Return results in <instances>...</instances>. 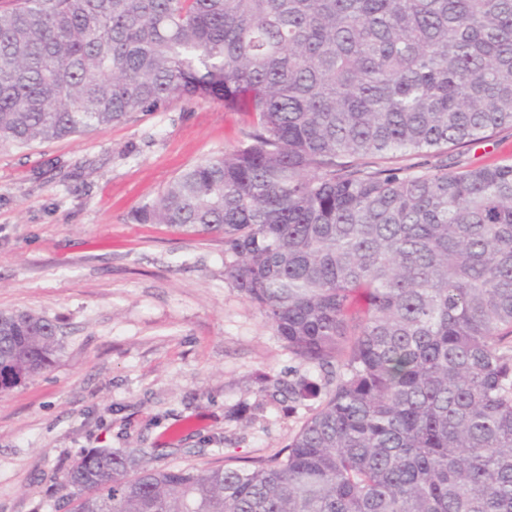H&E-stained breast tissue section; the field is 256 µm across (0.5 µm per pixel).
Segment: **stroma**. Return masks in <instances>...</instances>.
<instances>
[{"instance_id": "35a3bbf8", "label": "stroma", "mask_w": 512, "mask_h": 512, "mask_svg": "<svg viewBox=\"0 0 512 512\" xmlns=\"http://www.w3.org/2000/svg\"><path fill=\"white\" fill-rule=\"evenodd\" d=\"M243 129L222 102L174 98L104 130L0 144V310L47 317L61 344L0 395V512H67L62 475L96 448H139L155 467L273 456L334 389L226 279L222 236L132 220ZM510 162V127L448 155L452 171ZM304 379L316 397H283Z\"/></svg>"}]
</instances>
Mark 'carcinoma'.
<instances>
[{
	"mask_svg": "<svg viewBox=\"0 0 512 512\" xmlns=\"http://www.w3.org/2000/svg\"><path fill=\"white\" fill-rule=\"evenodd\" d=\"M251 118L137 224L224 235V275L336 387L283 454L71 462L73 512H512V165L416 173L512 127V0H0V141L172 98ZM58 326L0 311V381Z\"/></svg>",
	"mask_w": 512,
	"mask_h": 512,
	"instance_id": "obj_1",
	"label": "carcinoma"
}]
</instances>
